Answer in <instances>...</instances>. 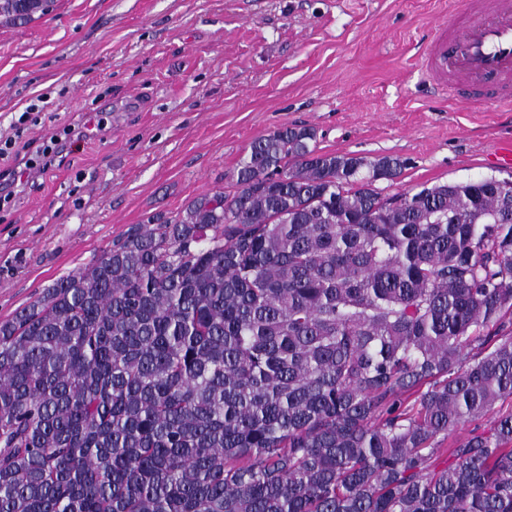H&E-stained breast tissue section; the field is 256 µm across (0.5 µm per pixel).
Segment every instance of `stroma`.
Masks as SVG:
<instances>
[{
	"instance_id": "stroma-1",
	"label": "stroma",
	"mask_w": 512,
	"mask_h": 512,
	"mask_svg": "<svg viewBox=\"0 0 512 512\" xmlns=\"http://www.w3.org/2000/svg\"><path fill=\"white\" fill-rule=\"evenodd\" d=\"M449 0H57L0 26V140L107 115L104 130L0 205V320L90 262L131 225L206 193L233 194L251 143L314 129L324 153L404 161L375 183L507 177L512 112L465 108L417 50ZM36 119L20 122L31 100Z\"/></svg>"
}]
</instances>
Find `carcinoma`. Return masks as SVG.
Returning <instances> with one entry per match:
<instances>
[{
    "mask_svg": "<svg viewBox=\"0 0 512 512\" xmlns=\"http://www.w3.org/2000/svg\"><path fill=\"white\" fill-rule=\"evenodd\" d=\"M315 139L0 322V512H512V412L441 447L512 399V177L392 202Z\"/></svg>",
    "mask_w": 512,
    "mask_h": 512,
    "instance_id": "cac0c4a2",
    "label": "carcinoma"
}]
</instances>
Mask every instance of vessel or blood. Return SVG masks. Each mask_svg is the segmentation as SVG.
Here are the masks:
<instances>
[{
  "mask_svg": "<svg viewBox=\"0 0 512 512\" xmlns=\"http://www.w3.org/2000/svg\"><path fill=\"white\" fill-rule=\"evenodd\" d=\"M419 63L452 96L511 107L512 0H460L433 25Z\"/></svg>",
  "mask_w": 512,
  "mask_h": 512,
  "instance_id": "obj_1",
  "label": "vessel or blood"
}]
</instances>
